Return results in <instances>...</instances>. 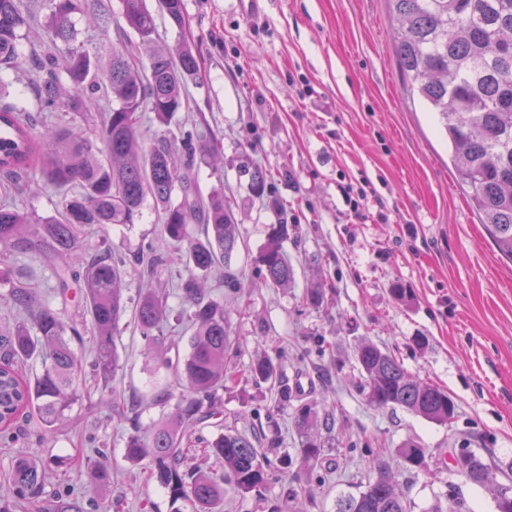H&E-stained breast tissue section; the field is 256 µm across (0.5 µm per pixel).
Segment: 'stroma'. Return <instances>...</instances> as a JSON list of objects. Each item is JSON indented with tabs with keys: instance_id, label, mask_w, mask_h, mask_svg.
Wrapping results in <instances>:
<instances>
[{
	"instance_id": "35a3bbf8",
	"label": "stroma",
	"mask_w": 512,
	"mask_h": 512,
	"mask_svg": "<svg viewBox=\"0 0 512 512\" xmlns=\"http://www.w3.org/2000/svg\"><path fill=\"white\" fill-rule=\"evenodd\" d=\"M184 25L158 16L161 37L187 41L202 77L189 83V110L176 113L172 128L208 126L218 138L223 165L199 164L203 191L218 189L234 211L241 243L228 272L208 276L212 295L224 302L236 337L230 366L244 368L259 354L280 357L289 384L305 380L303 398L315 402L333 425L323 458L299 464L300 437L291 405L276 392L240 379L224 393L223 412L206 421L202 440L219 428L250 433L267 419L280 431L271 459L283 476L262 494L224 497V512H336V498L358 493L374 474L371 459L354 460L352 441L372 436L391 465L410 512H430L449 496L461 512H496L494 486L512 469V262L495 251L456 183L448 143L437 117L413 99L403 82L393 43L394 21L384 0H184ZM271 177L288 223L298 225L297 242L287 243L296 271L288 288L250 281L266 225L276 216L254 197L247 168ZM366 193L363 208L353 206ZM158 214L145 205L137 224H115L105 238L83 236L86 249L109 247L131 254L157 235ZM0 262L12 268L0 282V324L27 320L9 300L15 279H23L40 302L58 309L65 322L86 327L73 349L83 364L80 394L41 443L42 427L29 415L15 431L13 447H0V498L8 495V472L21 455L69 457L66 472H53L47 490L71 493L82 512H190L148 481L143 467L124 457L127 421L109 418L100 403L102 384L91 363L95 343L89 315L77 301H62L52 288L53 266L36 253L8 252ZM187 270L177 259L147 274L129 265L124 300L129 310L116 338L119 366L111 387L119 399L139 402L140 422L164 421L172 400L162 391L165 371L155 369L152 349L170 347L142 336L131 316L142 292L159 289L170 319L184 306L175 285ZM242 283L226 294L225 275ZM326 288L328 306L307 305L312 284ZM406 288L405 298L391 292ZM427 337L425 348L415 340ZM395 353L417 378L446 390L455 403L451 424L429 422L405 409H377L362 392L356 361L361 342ZM415 441L428 452L424 469L404 468L397 450ZM468 446L493 458L492 483L478 487L454 469L448 451ZM107 450L112 484L94 487L88 465ZM312 493L290 503L287 484L310 475Z\"/></svg>"
}]
</instances>
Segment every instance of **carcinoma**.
I'll use <instances>...</instances> for the list:
<instances>
[{
	"mask_svg": "<svg viewBox=\"0 0 512 512\" xmlns=\"http://www.w3.org/2000/svg\"><path fill=\"white\" fill-rule=\"evenodd\" d=\"M395 18L394 47L399 73L438 114L448 137L457 183L500 256L512 262V0H385ZM49 22L33 19L28 0H0V69L21 64L19 43L32 45L30 64L36 72L35 106L10 99L0 83V248L32 250L46 245L52 257L58 294L80 293L96 338L93 367L109 382L118 363L115 337L125 312L122 269L127 257L98 251L87 255L79 231L104 232L112 224H135L152 202L161 220L158 239L134 261L155 272L172 252L188 269L178 288L189 323L186 355H164L158 367L174 377L178 394L167 421L132 432L125 458L146 463L147 480L166 489L173 501L191 512H220L224 494L259 492L276 476L275 462L259 441L235 430L216 434L203 453L221 460L224 474L187 467L201 426L214 415L220 392L237 383L228 367L232 329L224 302L210 296L206 273L228 264L239 244V224L224 204V193L203 196L195 156L216 157L217 143L206 128L169 129L177 112L189 109L188 81L198 78L191 47L161 43L156 15L146 0H121V20L112 22L103 0H42ZM158 10L175 25L184 19L183 0H158ZM87 19L106 35L115 27L119 39L107 50L78 38L74 18ZM148 54L144 63L129 50L132 39ZM72 114L65 128L40 125V113ZM154 114L164 129L149 142L142 139V117ZM47 182L62 191L55 213L34 219L16 202V192L35 164ZM250 191L262 197L270 182L259 167L248 171ZM297 225H266L257 278L286 288L295 280L285 243ZM10 300L19 310H32L31 324L0 328V439H14L20 415L37 412L45 433L63 422L77 399L82 364L71 347L82 340L75 324L41 304L31 289L17 286ZM143 336L162 332L167 304L153 290L141 296L134 315ZM39 359L34 379L23 377L22 364ZM356 360L369 405L402 407L425 419L447 424L455 404L440 387L414 379L399 357L366 342ZM251 380L277 390L288 402L292 390L279 365L263 355L247 367ZM301 437L299 454L308 465L323 454L318 412L304 402L295 408ZM467 457L462 477L473 485L489 481L492 464L470 448L451 455ZM406 467L423 468L425 449L415 441L398 448ZM68 465L58 456H20L8 483L13 501L27 512H46L48 472ZM497 512H512V479L498 486ZM336 512H408V502L389 464L374 459V475L358 494L342 495Z\"/></svg>",
	"mask_w": 512,
	"mask_h": 512,
	"instance_id": "obj_1",
	"label": "carcinoma"
}]
</instances>
